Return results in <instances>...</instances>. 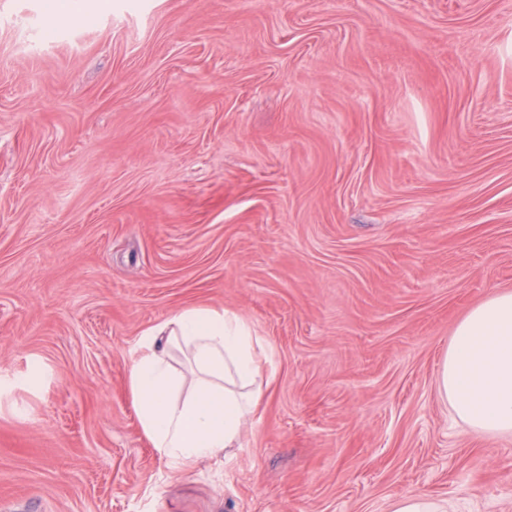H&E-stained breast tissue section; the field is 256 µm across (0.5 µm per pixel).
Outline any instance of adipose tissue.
<instances>
[{
	"instance_id": "obj_1",
	"label": "adipose tissue",
	"mask_w": 512,
	"mask_h": 512,
	"mask_svg": "<svg viewBox=\"0 0 512 512\" xmlns=\"http://www.w3.org/2000/svg\"><path fill=\"white\" fill-rule=\"evenodd\" d=\"M176 350L194 369L192 385L171 363ZM273 377L271 350L244 319L194 306L141 334L129 391L149 446L188 468L239 446ZM436 385L471 429L512 433V291L490 294L456 323Z\"/></svg>"
}]
</instances>
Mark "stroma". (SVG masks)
<instances>
[{
    "label": "stroma",
    "instance_id": "obj_1",
    "mask_svg": "<svg viewBox=\"0 0 512 512\" xmlns=\"http://www.w3.org/2000/svg\"><path fill=\"white\" fill-rule=\"evenodd\" d=\"M512 291V0H0V512H512L455 324ZM241 315V445L143 437L141 333ZM394 512H446V509L431 497L412 496L399 501Z\"/></svg>",
    "mask_w": 512,
    "mask_h": 512
}]
</instances>
